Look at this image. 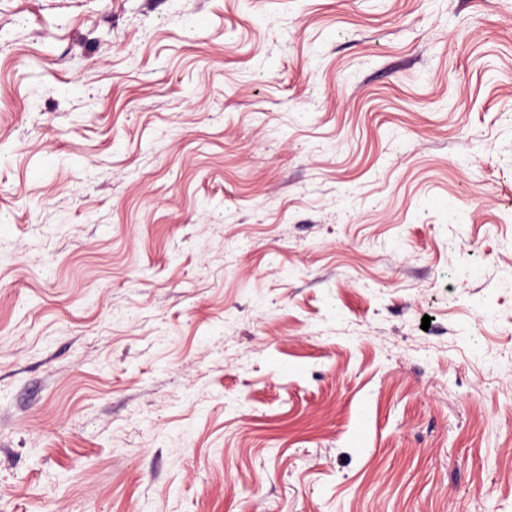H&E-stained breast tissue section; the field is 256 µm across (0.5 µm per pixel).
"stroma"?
Masks as SVG:
<instances>
[{
    "label": "stroma",
    "mask_w": 512,
    "mask_h": 512,
    "mask_svg": "<svg viewBox=\"0 0 512 512\" xmlns=\"http://www.w3.org/2000/svg\"><path fill=\"white\" fill-rule=\"evenodd\" d=\"M0 512H512V0H0Z\"/></svg>",
    "instance_id": "35a3bbf8"
}]
</instances>
